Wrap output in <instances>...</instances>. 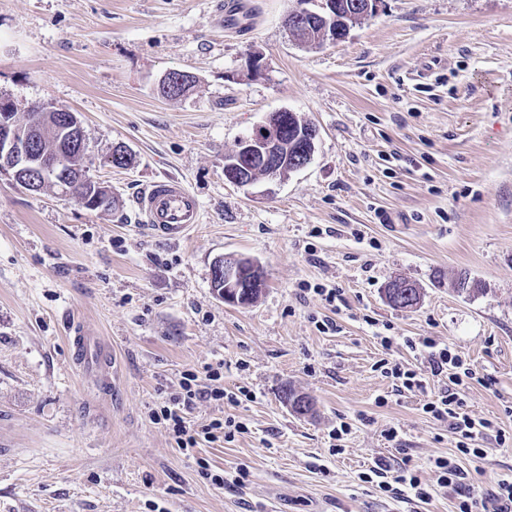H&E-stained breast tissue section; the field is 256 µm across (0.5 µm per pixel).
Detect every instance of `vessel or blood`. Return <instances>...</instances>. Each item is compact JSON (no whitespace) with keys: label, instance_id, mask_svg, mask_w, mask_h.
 <instances>
[{"label":"vessel or blood","instance_id":"obj_1","mask_svg":"<svg viewBox=\"0 0 512 512\" xmlns=\"http://www.w3.org/2000/svg\"><path fill=\"white\" fill-rule=\"evenodd\" d=\"M138 206L147 228L163 241L184 240L193 226L202 221L198 196L183 180L173 176L149 182L138 198ZM90 342V336L81 330L72 338L79 360L95 370H102L101 356L88 353Z\"/></svg>","mask_w":512,"mask_h":512}]
</instances>
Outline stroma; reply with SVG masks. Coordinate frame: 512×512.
I'll use <instances>...</instances> for the list:
<instances>
[{
	"label": "stroma",
	"instance_id": "stroma-1",
	"mask_svg": "<svg viewBox=\"0 0 512 512\" xmlns=\"http://www.w3.org/2000/svg\"><path fill=\"white\" fill-rule=\"evenodd\" d=\"M224 2L0 0V100L21 116L77 113L87 174L116 199L93 211L0 175V512H456L439 457L459 458L488 498L512 475V445L490 435L482 460L460 459L447 423L376 364L420 365L410 339L450 345L486 378L465 410L512 431V0H381L319 49L284 25L300 0H242L230 18ZM253 52L264 74H248ZM171 70L195 76L190 93L160 94ZM282 110L318 129L311 161L248 187L225 180V154ZM118 145L132 166L113 167ZM165 176L202 208L176 244L136 205ZM222 256L261 266L253 304L214 293ZM462 274L476 293H457ZM398 277L422 288L416 308L386 302ZM305 283L341 289L340 313ZM326 319L335 329L318 331ZM78 325L110 343L108 377L84 374ZM219 361L225 388L255 397L202 399L191 417L248 431L180 450L152 412L185 370ZM286 387L313 413L287 406ZM379 460L408 463L431 500L361 482ZM239 471L242 484L213 480Z\"/></svg>",
	"mask_w": 512,
	"mask_h": 512
}]
</instances>
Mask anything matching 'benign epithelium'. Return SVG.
<instances>
[{
    "instance_id": "obj_1",
    "label": "benign epithelium",
    "mask_w": 512,
    "mask_h": 512,
    "mask_svg": "<svg viewBox=\"0 0 512 512\" xmlns=\"http://www.w3.org/2000/svg\"><path fill=\"white\" fill-rule=\"evenodd\" d=\"M379 0H323L321 2L322 17L326 24L307 29V44L320 48L328 43H334L344 38L348 31L332 24L336 15L343 13L351 19L362 18L376 12ZM70 134L71 145L81 151L85 147L84 131L78 115L66 109L57 116ZM318 131L314 125H309L305 131V140L299 149V157L290 161L282 154V142L275 123L266 120L255 128L252 137L239 141L237 148L224 156V177L231 183L246 187L252 181L243 177L248 163L260 155L270 160L267 175L277 176L288 163L301 169L307 165V158L315 150V140ZM37 138H29L23 134L9 113L0 114V173L11 175L15 183L29 192L37 193L43 189V180L53 173L59 165L60 157L48 153H40L36 148ZM252 271L241 265L224 267V290L219 298L224 303L236 306H246L252 300L251 295L238 292L239 282ZM420 288L409 280L395 279L386 288V296L398 304L415 306L420 300Z\"/></svg>"
}]
</instances>
